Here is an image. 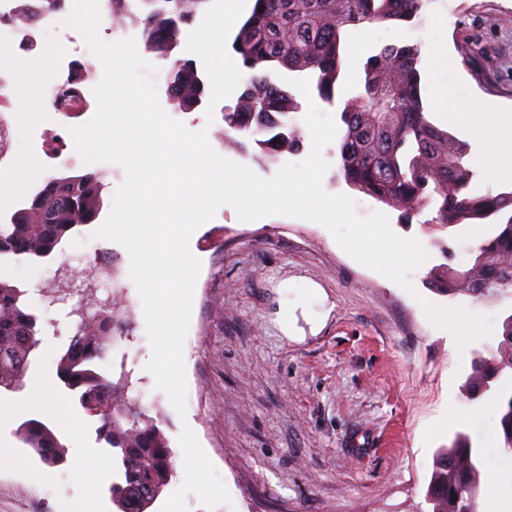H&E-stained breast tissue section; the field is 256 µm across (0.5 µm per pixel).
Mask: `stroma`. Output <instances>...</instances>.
Returning a JSON list of instances; mask_svg holds the SVG:
<instances>
[{
    "mask_svg": "<svg viewBox=\"0 0 512 512\" xmlns=\"http://www.w3.org/2000/svg\"><path fill=\"white\" fill-rule=\"evenodd\" d=\"M405 44L418 45L424 56L433 46L443 51L437 63H421L424 96L432 123L466 144V162L477 174L473 190L512 188V180L499 177L486 159L485 141L442 116L477 106L512 113V0H426L413 23H382L369 32L350 29L343 92L362 86L366 59L374 51ZM37 47L66 62L90 63L92 76L102 75L101 63L75 29L46 30ZM150 78L168 115L190 131H206L218 154L260 177H272L311 151L307 135L299 149L271 162L255 161L252 144L243 151L225 149L221 110L234 103L243 83L210 89L207 107L184 112L165 93V68ZM438 87L448 91L447 108L439 106ZM18 93L13 79L0 90V111L9 114L16 131L14 155L22 157L38 144L45 153L38 174L0 207V214L18 209L49 177L93 171L104 176L102 211L110 213L124 169L84 162L69 133L70 127L87 123L91 112L65 119L40 110L24 120L12 106ZM323 156L329 163L322 181L326 192L349 195L359 216L384 212L395 233L421 242L428 258L411 275L415 293L354 261L322 225L283 215L243 222L232 207L220 206L193 234L201 270L183 353L191 386L185 415H178L146 368L152 350L123 246L95 237L91 224L72 233L63 257L0 266L1 279L27 288L42 341L52 346L51 352H39L29 371L33 378L55 377L60 335L73 325L76 310L94 312L120 295L129 332L114 344L104 369L128 373L129 396L159 416L172 450L180 448L183 426L192 428L232 498L215 512H428L425 495L440 451L459 430L480 441L477 421L499 419L496 402L469 400L463 389L473 352L496 349L498 336L458 350L452 333L435 326L421 303L460 305L498 323L512 312V298L477 301L427 288L429 270L443 261L432 211L401 224L396 210L345 183L336 144L327 145ZM96 251L118 270L122 288L116 294L94 289L93 302L84 304L61 269L64 262L78 264ZM284 283L299 294L311 285L321 293L315 308L298 305L294 327L286 333L276 322ZM448 400L457 406L459 420L447 430H430ZM17 425L14 419L0 424V451L19 462L0 469V512H115L107 486L87 485L74 458L56 467L43 464L16 437ZM31 472L44 476L42 486L29 482Z\"/></svg>",
    "mask_w": 512,
    "mask_h": 512,
    "instance_id": "35a3bbf8",
    "label": "stroma"
}]
</instances>
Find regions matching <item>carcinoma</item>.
<instances>
[{"instance_id": "obj_1", "label": "carcinoma", "mask_w": 512, "mask_h": 512, "mask_svg": "<svg viewBox=\"0 0 512 512\" xmlns=\"http://www.w3.org/2000/svg\"><path fill=\"white\" fill-rule=\"evenodd\" d=\"M209 0H105L114 16L141 26L145 52L169 62L168 98L185 112L208 97L196 62L178 53L184 26ZM424 0H255L237 31L232 48L248 74L233 106L224 107V138L245 148L251 139L260 157H274L298 144L291 114L299 111V91L286 82L293 74L314 77L310 91L336 105L340 125L339 171L347 185L400 212L407 224L425 209L432 223L451 231L462 224L487 222L490 234L470 250L465 275L451 263L452 248L443 243L446 262L435 266L426 285L446 296L495 298L512 288V190L475 195L476 173L465 164V144L434 125L421 93L420 50L416 45L384 46L366 61L361 89L337 97L342 74V46L351 26L410 22ZM81 83L49 97L62 113L79 95ZM103 175L74 176L65 186L69 201L44 196L53 207L35 203L18 209L0 224V261L52 259L80 226L93 224L103 206ZM25 290L0 280V390L15 392L38 349V317L24 301ZM127 321L110 310L91 318L78 315L56 376L76 405L97 419L96 440L120 450L121 476L109 488L119 512H147L175 473V454L158 426L127 395L125 376L109 379L102 363L111 340ZM464 390L471 400L490 392L498 398L499 425L505 447L512 448V313L504 316L498 349L474 354ZM21 442L42 463L57 466L64 444L44 421L27 418L17 427ZM485 449L463 431L436 459L426 501L430 512H478V492L488 478ZM457 500H452V497Z\"/></svg>"}]
</instances>
